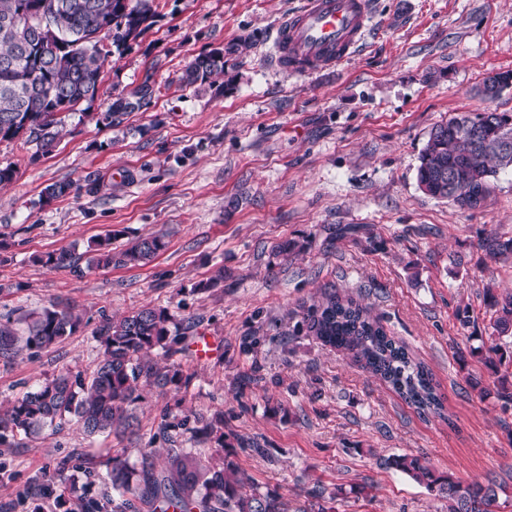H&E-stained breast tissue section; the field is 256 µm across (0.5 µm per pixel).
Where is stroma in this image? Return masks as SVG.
<instances>
[{
	"label": "stroma",
	"instance_id": "35a3bbf8",
	"mask_svg": "<svg viewBox=\"0 0 512 512\" xmlns=\"http://www.w3.org/2000/svg\"><path fill=\"white\" fill-rule=\"evenodd\" d=\"M301 0H153V26L110 58L97 97L61 113L50 153L0 142V312L74 304L88 327L54 348L0 360V403L46 377L97 362L101 315L168 309L208 337V356L174 360L194 378L179 393L152 389L134 433L82 435L74 424L0 447V512H30L59 458L81 499L107 494L85 459L123 450L129 461L163 450L160 416H224L227 442L252 485L296 508L323 490L331 512H447L446 500L390 469L421 455L466 483L495 482L491 512H512V407L477 349L494 311L486 291L512 293V259L479 247L483 231L512 232V170L493 178L471 211L420 189V153L436 124L491 109L512 114V87L495 97L484 78L512 71V0H372L376 33L348 63L309 77L273 67V29ZM247 41L224 73L182 81L216 48ZM152 75L151 101L118 126L101 115ZM77 192L51 201L50 184ZM161 233L166 247L142 267L84 270L43 263ZM300 242L282 255L279 245ZM224 281L208 282L216 271ZM337 293L360 299L388 336L431 373L443 409L423 414L343 352L292 335L304 307ZM468 310L469 326L457 319ZM260 340L242 350L244 337Z\"/></svg>",
	"mask_w": 512,
	"mask_h": 512
}]
</instances>
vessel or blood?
Here are the masks:
<instances>
[{"instance_id": "vessel-or-blood-1", "label": "vessel or blood", "mask_w": 512, "mask_h": 512, "mask_svg": "<svg viewBox=\"0 0 512 512\" xmlns=\"http://www.w3.org/2000/svg\"><path fill=\"white\" fill-rule=\"evenodd\" d=\"M373 29L370 0H304L278 21L275 66L306 76L353 58Z\"/></svg>"}]
</instances>
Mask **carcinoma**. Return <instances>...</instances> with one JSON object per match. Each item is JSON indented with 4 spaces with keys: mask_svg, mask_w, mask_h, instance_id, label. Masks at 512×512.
<instances>
[{
    "mask_svg": "<svg viewBox=\"0 0 512 512\" xmlns=\"http://www.w3.org/2000/svg\"><path fill=\"white\" fill-rule=\"evenodd\" d=\"M40 11L51 16L61 35L53 49L41 43L34 25L28 23L29 14ZM153 18L151 0H0V141L22 139L45 152L56 147L61 136L58 114L97 96L104 62L150 29ZM246 48L243 41L225 52L197 57L183 81L207 82L224 72V54ZM154 94L148 74L128 96L112 102L104 120L122 123ZM506 168L512 169V115L487 110L451 117L431 129L417 181L436 199L449 198L450 177L460 188L487 197L491 178ZM115 237L109 233L92 243L87 268L143 266L165 248L160 235L140 238L121 249L112 247ZM480 248L492 259L512 256V235L490 230L480 238ZM80 260L61 251L47 255L45 264L79 273ZM486 300L496 317L490 323L485 363L496 370L512 364V351L500 343L502 337L512 336V293L500 298L489 290ZM85 326L76 307L62 301L21 318L11 312L0 314V358L8 362L26 351L52 348ZM190 329V323L176 319L166 308L146 306L121 318L102 316L93 332L102 350L98 362L86 370L48 377L0 411V446L12 447L21 434L56 430L70 422L88 436L125 433L132 427L133 411L145 388L178 392L192 382L193 374L181 365L165 363L190 351ZM301 333L347 353L417 410L442 408L430 373L357 301L330 294L310 305L292 330L294 336ZM159 430L170 442L179 438L193 444L213 442L219 460H205L190 448H169L162 465L151 451L131 464L117 453L100 475L112 488V501L84 500L82 512H288V502L274 490L243 491L247 478L236 462V450L224 442L223 415L205 422L187 417L171 421L165 415ZM387 465L448 500V512H489L496 500L494 484H465L438 475L421 456H393ZM69 469L70 460L60 461L38 496L55 497L61 508L66 496H77Z\"/></svg>",
    "mask_w": 512,
    "mask_h": 512,
    "instance_id": "carcinoma-1",
    "label": "carcinoma"
}]
</instances>
